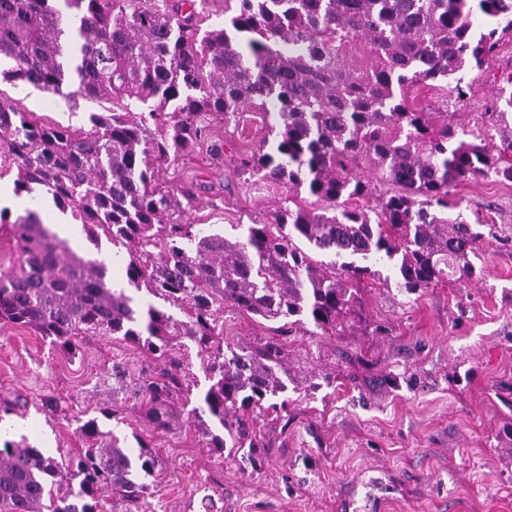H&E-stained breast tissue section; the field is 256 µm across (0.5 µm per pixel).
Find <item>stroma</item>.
Masks as SVG:
<instances>
[{
    "label": "stroma",
    "instance_id": "1",
    "mask_svg": "<svg viewBox=\"0 0 512 512\" xmlns=\"http://www.w3.org/2000/svg\"><path fill=\"white\" fill-rule=\"evenodd\" d=\"M512 73V39L503 38L482 69L464 72L465 100L452 85L419 91L444 100L461 122L474 121ZM0 100L42 122L88 127L99 103L32 86L0 83ZM266 129L245 112L224 147V164L206 154L181 160L162 175L168 185H195L192 222L223 232L265 219L288 190L239 175L234 160ZM468 222L495 225L480 253L483 273L423 293L366 284L362 300L335 335L298 329L224 308V337L254 345L282 336L288 372V417L260 418L265 443L218 454L200 445L194 427L161 434L139 415L133 391L147 362L125 341H86L69 356L30 328L0 324V399L28 403L22 419L31 444L50 438V452L81 448L75 429L95 418L126 439L140 437L160 459L154 488L140 512H512V182L480 177L459 186ZM80 255L104 260L114 288L133 294L124 263L108 241L72 239ZM125 363V386L112 365Z\"/></svg>",
    "mask_w": 512,
    "mask_h": 512
}]
</instances>
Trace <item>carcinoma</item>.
<instances>
[{"label":"carcinoma","mask_w":512,"mask_h":512,"mask_svg":"<svg viewBox=\"0 0 512 512\" xmlns=\"http://www.w3.org/2000/svg\"><path fill=\"white\" fill-rule=\"evenodd\" d=\"M55 2L0 0V58L14 62L3 78L109 107L86 130L0 101L15 192L51 195L92 244L125 248L128 282L168 307L133 304L109 286L104 262L77 256L32 214L0 210L21 254L18 271L0 272V321L73 356L85 340L118 336L161 364L135 391L153 429L181 420L212 452L255 453L258 418L288 412L281 344L224 341L226 303L333 335L365 281L390 283L383 267L407 294L481 274L494 225L452 211L461 183L512 181V77L468 130L407 94L481 68L512 37V0H478L489 19L478 33L471 0H224L228 22L207 30L206 0H64L74 31ZM246 111L263 114L266 134L238 170L288 187V198L243 237L206 234L186 219L194 187H169L161 173L194 154L208 120L227 129ZM303 189L325 207L297 203ZM188 341L209 382L193 407L177 357ZM77 432L83 448L66 459L24 436L3 441L0 512H101L105 489L133 505L151 494L156 449L125 446L95 418Z\"/></svg>","instance_id":"obj_1"}]
</instances>
